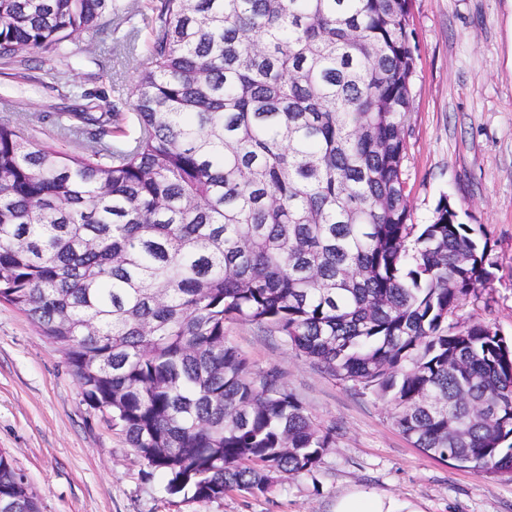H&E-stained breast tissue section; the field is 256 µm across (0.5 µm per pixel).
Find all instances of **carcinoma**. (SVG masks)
I'll return each mask as SVG.
<instances>
[{
    "label": "carcinoma",
    "instance_id": "1",
    "mask_svg": "<svg viewBox=\"0 0 512 512\" xmlns=\"http://www.w3.org/2000/svg\"><path fill=\"white\" fill-rule=\"evenodd\" d=\"M411 0H150L123 107L54 66L57 138L0 123V302L61 351L148 474L196 500L312 476L336 426L225 324L370 391L442 461L512 479V341L449 320L491 287L448 199L410 224ZM120 0H0V68L66 61ZM88 140L75 151L60 139ZM0 512H40L0 450Z\"/></svg>",
    "mask_w": 512,
    "mask_h": 512
}]
</instances>
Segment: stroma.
<instances>
[{"instance_id":"obj_1","label":"stroma","mask_w":512,"mask_h":512,"mask_svg":"<svg viewBox=\"0 0 512 512\" xmlns=\"http://www.w3.org/2000/svg\"><path fill=\"white\" fill-rule=\"evenodd\" d=\"M111 31L84 36L99 58L73 63L70 79L126 94L144 61L147 0H122ZM417 45L407 116L405 193L411 221H431L449 199L479 226L498 259L496 279L461 321L491 320L512 339V0H411ZM0 76V122L63 107L38 82ZM228 340L255 369L277 368L316 422L335 426L317 472L266 495L231 490L211 501L171 496L120 428L82 399L62 353L29 317L0 303V450L38 497L41 512H334L339 497L378 493L415 512H512V480L478 474L414 448L379 399L289 350L278 334L227 323Z\"/></svg>"}]
</instances>
